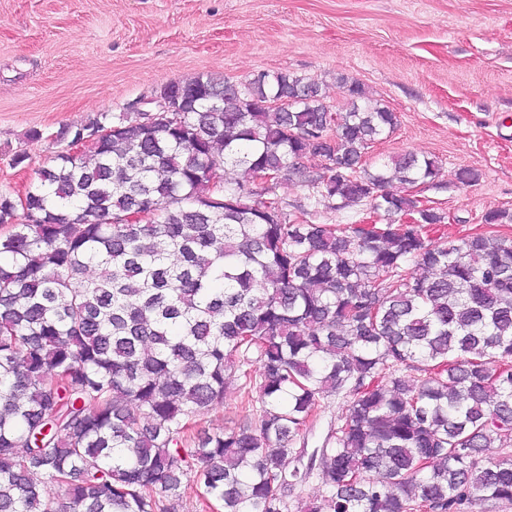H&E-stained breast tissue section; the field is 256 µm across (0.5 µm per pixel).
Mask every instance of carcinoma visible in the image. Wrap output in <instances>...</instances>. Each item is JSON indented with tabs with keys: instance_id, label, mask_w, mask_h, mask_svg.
<instances>
[{
	"instance_id": "obj_1",
	"label": "carcinoma",
	"mask_w": 512,
	"mask_h": 512,
	"mask_svg": "<svg viewBox=\"0 0 512 512\" xmlns=\"http://www.w3.org/2000/svg\"><path fill=\"white\" fill-rule=\"evenodd\" d=\"M336 82L342 108L287 71L171 80L182 111L64 128L108 134L37 168L27 207L0 194V512H178L192 483L289 512L296 444L340 394L325 494L298 512L512 504V239L432 240L445 216L394 185L438 161L367 165L398 116ZM307 157L292 216L276 188ZM363 201L383 223L314 222ZM232 380L257 421L197 427Z\"/></svg>"
}]
</instances>
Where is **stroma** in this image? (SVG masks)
<instances>
[{"label": "stroma", "mask_w": 512, "mask_h": 512, "mask_svg": "<svg viewBox=\"0 0 512 512\" xmlns=\"http://www.w3.org/2000/svg\"><path fill=\"white\" fill-rule=\"evenodd\" d=\"M260 70L315 79L334 105L337 74L359 80L399 117L369 162L439 160L420 192L446 216L431 238H512V223L484 221L512 213V0H0V193H23L66 149L53 139L62 128L171 80ZM461 167L478 182L456 183ZM258 414L231 388L202 424L219 432Z\"/></svg>", "instance_id": "stroma-1"}]
</instances>
